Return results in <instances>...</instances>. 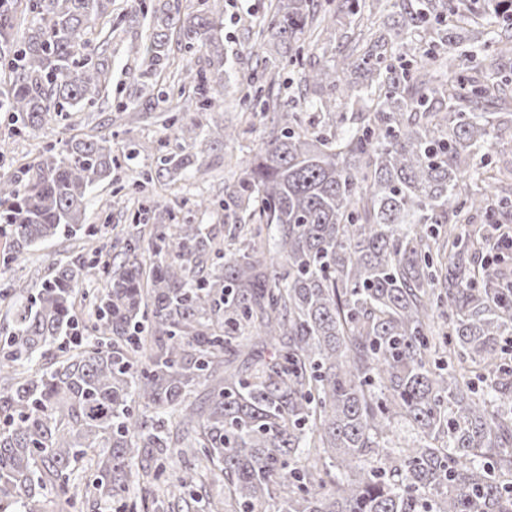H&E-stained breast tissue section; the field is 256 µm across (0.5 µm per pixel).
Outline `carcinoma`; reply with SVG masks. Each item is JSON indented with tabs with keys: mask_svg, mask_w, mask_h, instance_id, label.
<instances>
[{
	"mask_svg": "<svg viewBox=\"0 0 512 512\" xmlns=\"http://www.w3.org/2000/svg\"><path fill=\"white\" fill-rule=\"evenodd\" d=\"M274 0L258 35L285 50L303 35L341 63L301 68L309 120L288 88L241 75L244 103L269 123L263 146L224 185L236 245L204 224L164 223L145 200L121 260L87 249L59 260L37 293L0 304V512H512V289L477 255V227L512 211L476 159L512 124V0H386L392 23L354 20L358 0ZM151 7L140 77L188 60L172 93L218 106L224 79L219 0ZM500 34L484 58L459 50ZM112 0H0V112L21 136L82 108L109 85L97 27ZM421 27L430 39L415 42ZM358 72L359 83L347 80ZM184 151L136 184L164 186L190 166L199 123L173 131ZM121 165L105 138L60 140L21 175L0 173L10 259L85 228L87 196ZM433 224H446L445 236ZM151 255L150 264L141 260ZM95 266L98 293L78 295ZM94 318L79 325L78 300Z\"/></svg>",
	"mask_w": 512,
	"mask_h": 512,
	"instance_id": "obj_1",
	"label": "carcinoma"
}]
</instances>
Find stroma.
<instances>
[{
    "mask_svg": "<svg viewBox=\"0 0 512 512\" xmlns=\"http://www.w3.org/2000/svg\"><path fill=\"white\" fill-rule=\"evenodd\" d=\"M223 13L224 68L229 76L245 70L265 69L277 84L297 86L300 72L294 65L285 63L283 50L273 39L257 43L253 33L269 13L270 0H221ZM137 0H112V26L114 32L108 41L105 57L110 71V87L95 99L94 106L82 111H72L57 122L35 129L30 136L18 141L11 140V124L8 113L0 112V140L8 141V151L0 157V168L19 172L20 168L48 145L57 144L66 131L73 128L92 130L112 142L121 168L119 184L104 183L90 196L87 222L97 234L93 246L111 255H119L122 245L112 232L113 225H126L132 221V213L114 205L113 191L123 186L125 194H133V180L140 172L156 168L160 154L175 151L173 123L203 124L206 140L203 144L205 167L202 174L179 180L170 186H149L148 191L161 206L176 207L180 199H190L201 194L207 196L212 207L207 212L195 209H177V218L183 222L208 225L218 239H229L231 225L224 222V211L219 200L224 197V186L240 173L236 162L241 157L258 151L264 136V127L252 119L240 100L237 89L222 94L218 106L209 112L187 111L180 100L173 97L170 72H162L155 80L144 83L138 78L141 65L139 47L147 42V22L144 18H131ZM139 113L137 122L126 125L112 124L117 109ZM228 127L241 129L237 141L225 143L224 130ZM140 145L137 156H129V145ZM72 243L62 235L50 243L31 251L25 262H8V245L0 236V289L17 283L32 289L40 288L52 271L57 259L67 256Z\"/></svg>",
    "mask_w": 512,
    "mask_h": 512,
    "instance_id": "1",
    "label": "stroma"
}]
</instances>
